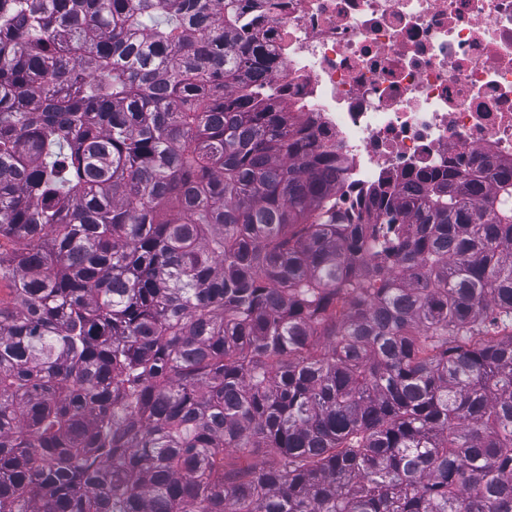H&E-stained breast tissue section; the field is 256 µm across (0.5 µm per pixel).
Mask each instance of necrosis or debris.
<instances>
[{
  "instance_id": "obj_1",
  "label": "necrosis or debris",
  "mask_w": 512,
  "mask_h": 512,
  "mask_svg": "<svg viewBox=\"0 0 512 512\" xmlns=\"http://www.w3.org/2000/svg\"><path fill=\"white\" fill-rule=\"evenodd\" d=\"M262 83L323 133L349 205L421 171L512 162V0H272Z\"/></svg>"
}]
</instances>
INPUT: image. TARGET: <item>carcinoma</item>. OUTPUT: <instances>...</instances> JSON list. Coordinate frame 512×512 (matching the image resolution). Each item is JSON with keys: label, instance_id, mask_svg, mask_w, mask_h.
I'll return each mask as SVG.
<instances>
[{"label": "carcinoma", "instance_id": "1", "mask_svg": "<svg viewBox=\"0 0 512 512\" xmlns=\"http://www.w3.org/2000/svg\"><path fill=\"white\" fill-rule=\"evenodd\" d=\"M240 0H0V512H512V169L343 206Z\"/></svg>", "mask_w": 512, "mask_h": 512}]
</instances>
